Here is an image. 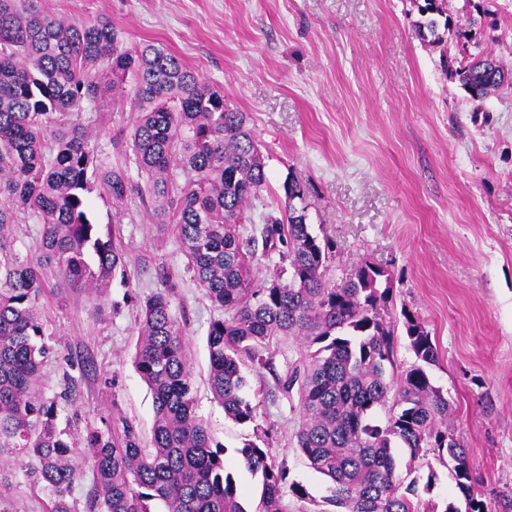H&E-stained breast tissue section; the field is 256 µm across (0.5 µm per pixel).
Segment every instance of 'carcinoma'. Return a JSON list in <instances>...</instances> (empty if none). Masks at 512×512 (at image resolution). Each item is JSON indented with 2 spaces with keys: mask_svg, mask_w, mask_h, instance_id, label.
Instances as JSON below:
<instances>
[{
  "mask_svg": "<svg viewBox=\"0 0 512 512\" xmlns=\"http://www.w3.org/2000/svg\"><path fill=\"white\" fill-rule=\"evenodd\" d=\"M418 12L417 35L441 41L446 0H423ZM474 47V60L451 75L483 100L512 72L480 43ZM130 94L137 104L130 144L143 186L127 169L103 164L84 123L85 113L107 100L115 111ZM268 183L248 114L168 48L130 46L110 21L68 19L42 0H0V503L10 464L47 490V512H72L75 437L59 421L57 400L40 387L41 368L54 353L40 304L49 267L61 281L97 292L125 266L112 233L92 220L89 194L97 190L115 209L136 194L155 223L175 226L187 269L224 310L207 333L214 399L243 425L256 422L261 399L297 397V447L331 483L326 503L334 512H415L399 493L397 448L412 459L431 448L452 461L466 512H485L468 452L448 424V398L427 372L437 362L429 332L401 311L415 362L390 373L389 274L365 262L327 280L335 244L313 233L295 179L283 183L276 210L261 211L243 230L247 209ZM24 219L41 225V239L40 252L22 258L13 230ZM259 254L278 258L262 282L253 275ZM137 335L135 368L153 395L152 435L143 440L127 420L120 431L85 427L81 445L94 473L89 512H282L286 493L308 498L303 486L288 483L267 442L249 441L237 453L262 485L249 510L224 446L197 415L168 289L140 303ZM282 336L306 350L283 375L274 365ZM248 367L272 374L275 390L248 394Z\"/></svg>",
  "mask_w": 512,
  "mask_h": 512,
  "instance_id": "1",
  "label": "carcinoma"
}]
</instances>
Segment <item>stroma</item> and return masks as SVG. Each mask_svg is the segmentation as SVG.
<instances>
[{"label":"stroma","instance_id":"obj_1","mask_svg":"<svg viewBox=\"0 0 512 512\" xmlns=\"http://www.w3.org/2000/svg\"><path fill=\"white\" fill-rule=\"evenodd\" d=\"M422 0H44L53 13L102 17L131 43H160L248 113L276 206L294 177L308 222L334 241L327 276L364 262L387 271L392 313L408 310L429 332V369L447 396L455 436L469 452L487 512H512V85L471 99L452 78L466 54L459 37L474 5L477 39L512 71V0H449L440 45L415 32ZM133 105L94 112L96 144L110 166L133 167L127 144ZM92 216L111 227L126 255L101 297L50 278L41 301L54 356L43 365L46 396L65 376L78 382L85 423L115 413L150 437L153 397L135 370L138 306L174 274L171 313L185 333L197 413L226 449L236 484L257 504L261 484L237 450L267 435L289 481L285 512H323L328 482L296 446V400L262 403L256 426L224 415L208 383L207 331L222 314L186 269L172 227L155 224L138 198L122 210L94 198ZM421 512L463 506L434 453L397 451ZM6 512H45L48 495L8 470Z\"/></svg>","mask_w":512,"mask_h":512}]
</instances>
